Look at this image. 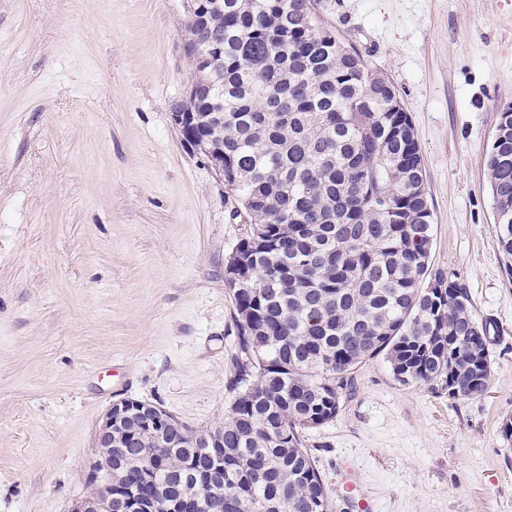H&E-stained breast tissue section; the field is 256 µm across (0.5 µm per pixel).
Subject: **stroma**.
<instances>
[{
  "label": "stroma",
  "instance_id": "obj_1",
  "mask_svg": "<svg viewBox=\"0 0 512 512\" xmlns=\"http://www.w3.org/2000/svg\"><path fill=\"white\" fill-rule=\"evenodd\" d=\"M325 25L397 89L417 134L432 263L489 320L476 398L353 374L304 430L330 512H512V272L485 168L512 105V0H320ZM183 0H0V512H70L109 406L223 425L238 355L224 262L249 230L170 117L192 63Z\"/></svg>",
  "mask_w": 512,
  "mask_h": 512
}]
</instances>
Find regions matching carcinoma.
I'll use <instances>...</instances> for the list:
<instances>
[{
	"label": "carcinoma",
	"instance_id": "cac0c4a2",
	"mask_svg": "<svg viewBox=\"0 0 512 512\" xmlns=\"http://www.w3.org/2000/svg\"><path fill=\"white\" fill-rule=\"evenodd\" d=\"M187 38L212 43L190 100L224 152V186L250 225L235 248L241 358L224 421L216 512H329L301 432L336 418L352 374L378 356L402 384L477 397L491 369L489 327L466 285L431 265L432 212L412 121L394 85L322 24L317 0H209ZM486 171L493 232L512 272V105L499 113ZM454 383L448 392L444 383ZM112 475L164 460L165 497H192L206 448L123 446Z\"/></svg>",
	"mask_w": 512,
	"mask_h": 512
}]
</instances>
